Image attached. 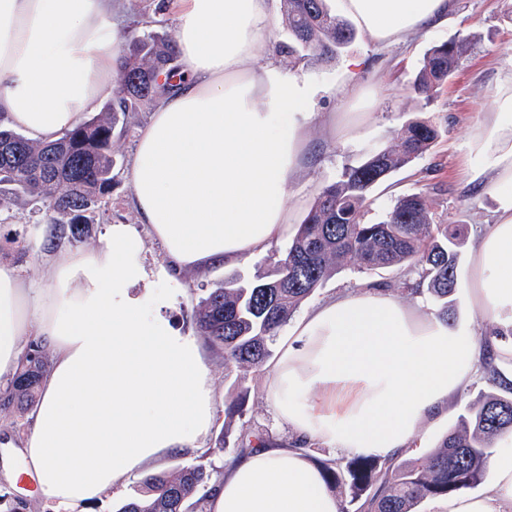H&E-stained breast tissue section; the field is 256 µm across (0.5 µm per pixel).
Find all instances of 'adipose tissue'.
Here are the masks:
<instances>
[{
    "instance_id": "1",
    "label": "adipose tissue",
    "mask_w": 512,
    "mask_h": 512,
    "mask_svg": "<svg viewBox=\"0 0 512 512\" xmlns=\"http://www.w3.org/2000/svg\"><path fill=\"white\" fill-rule=\"evenodd\" d=\"M183 80L135 145L139 225L110 224L88 250L57 252L47 285L0 266V381L16 373L20 336L53 353L34 425L9 482L27 476L56 512L104 491L169 452L198 450L215 422L197 337L164 311L187 295L185 270L207 274L265 253L293 234L288 192L306 169L307 81L256 67L268 0H175ZM381 44L448 19L450 0H335ZM112 0H0V124L55 140L93 111L115 77ZM467 183L488 193L493 221L474 236L468 305L512 327V71L471 128ZM167 263L148 270V240ZM484 346L464 327L383 290L345 292L291 327L269 389L276 416L302 441L346 455L397 457L422 424L479 375ZM495 483L438 501L437 512H512V434ZM305 451L276 441L234 463L206 512H340Z\"/></svg>"
}]
</instances>
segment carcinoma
Returning a JSON list of instances; mask_svg holds the SVG:
<instances>
[{"label":"carcinoma","instance_id":"carcinoma-1","mask_svg":"<svg viewBox=\"0 0 512 512\" xmlns=\"http://www.w3.org/2000/svg\"><path fill=\"white\" fill-rule=\"evenodd\" d=\"M281 5L288 41L278 44L276 53L290 65L309 58L332 61L356 36L353 24L332 12L326 0H281ZM158 24L150 18V29L119 49L112 98L99 115L51 144L0 127V214L10 218L16 205L34 202L41 213L37 223L46 225V240L58 245L82 239L94 214L108 210L116 177L115 142L132 131L140 112L172 90L164 74L178 70L176 43L152 30ZM467 47L461 39L427 51L411 84L424 104L452 78ZM440 136L439 126L428 119L404 121L360 165L345 168L335 181L321 182L275 275H257L248 282L226 277L207 289L194 321L198 334L222 353L225 368L242 373L266 368L271 346L301 302L347 263L369 271L408 267L415 276L411 293L429 296L436 316L452 321L468 226L432 223L429 201L420 193L398 197L378 223L361 221L373 189L430 151ZM48 368V350L31 341L15 376L0 385V411L32 406ZM509 432L512 388L489 391L422 456L409 461L358 457L344 464L328 460L321 471L330 487H349L351 500L341 512H417L425 499L477 487L498 439ZM262 441V434L246 429L231 452L240 457ZM222 478L223 472L201 465L149 473L138 481L137 496L117 512H188L191 504L195 512H205L207 497Z\"/></svg>","mask_w":512,"mask_h":512}]
</instances>
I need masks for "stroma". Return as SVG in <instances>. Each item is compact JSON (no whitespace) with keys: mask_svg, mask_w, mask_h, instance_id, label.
Returning <instances> with one entry per match:
<instances>
[{"mask_svg":"<svg viewBox=\"0 0 512 512\" xmlns=\"http://www.w3.org/2000/svg\"><path fill=\"white\" fill-rule=\"evenodd\" d=\"M454 38L467 39L468 50L438 98L430 105H423L420 99L412 96L410 80L428 48ZM508 70H512V0H452L447 22L430 32L413 33L391 45L377 44L360 33L334 61L311 60L288 68V75L308 78L316 88L313 115L308 122L310 165L290 189L289 207L311 205L321 180L337 179L344 167L360 163L372 148L387 142L391 131L401 125L406 116L420 114L440 126L439 140L425 156L374 189V202L366 210L364 220L368 223L381 220L397 196L423 193L432 201L435 222L463 223L468 225L470 232H477L491 219L492 201L488 195L474 193L465 185L468 132L488 110L497 81ZM363 83L373 85L377 92L374 103L365 108L366 132L351 142L336 141L323 116L328 112L350 111L348 90ZM136 141L133 134L119 140L112 209L108 215L97 218L88 233L77 242V249L93 247L107 224H138V215L131 203L130 185ZM32 210L29 204L17 206L9 223L0 224V265L14 267L40 288L45 284V268L55 249L42 244V229L34 224ZM20 233L35 244L34 250L24 257L19 256L13 241ZM285 248V242H278L266 253L242 265L218 268L204 277L191 271L184 272L183 278L190 283L191 291L187 299L167 310L166 316L172 326L180 332H195L193 312L205 288L234 274L245 280L257 274H273ZM370 285L387 289L401 302L415 300L401 270L361 272L347 266L304 300L297 311L305 313L342 291ZM203 353L212 378L217 410L222 412L229 403L241 397L245 400L243 413L229 418L220 415L199 451L161 458L152 464V471H169L184 465L224 468L229 457L219 452L220 441H236L246 426L260 433H270L279 441L294 438L290 429L275 415L268 388V370L251 371L243 376L238 371L227 370L213 346L204 345ZM493 388L489 380L476 379L439 419L424 422L418 447L408 449L405 459L416 458L433 449L437 441L453 429L458 416L468 405Z\"/></svg>","mask_w":512,"mask_h":512,"instance_id":"35a3bbf8","label":"stroma"}]
</instances>
